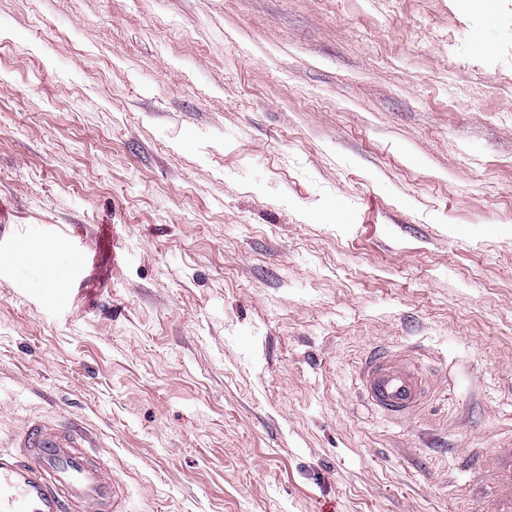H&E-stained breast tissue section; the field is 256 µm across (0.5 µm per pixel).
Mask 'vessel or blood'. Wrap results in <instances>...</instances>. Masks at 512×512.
<instances>
[{"label":"vessel or blood","instance_id":"1","mask_svg":"<svg viewBox=\"0 0 512 512\" xmlns=\"http://www.w3.org/2000/svg\"><path fill=\"white\" fill-rule=\"evenodd\" d=\"M360 397L375 414L395 422L421 414L437 386L408 352L369 353L357 371ZM76 420L31 421L15 451H0V512H124L123 488L102 460L80 449ZM470 474L494 512H512V439L496 448H470Z\"/></svg>","mask_w":512,"mask_h":512}]
</instances>
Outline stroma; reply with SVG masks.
Listing matches in <instances>:
<instances>
[{"label": "stroma", "instance_id": "35a3bbf8", "mask_svg": "<svg viewBox=\"0 0 512 512\" xmlns=\"http://www.w3.org/2000/svg\"><path fill=\"white\" fill-rule=\"evenodd\" d=\"M1 224L0 443L77 419L126 512H493L512 0H0ZM375 346L430 414L364 407ZM357 382L364 404L395 422L411 420L425 411L438 389L413 356L387 348L362 360Z\"/></svg>", "mask_w": 512, "mask_h": 512}]
</instances>
